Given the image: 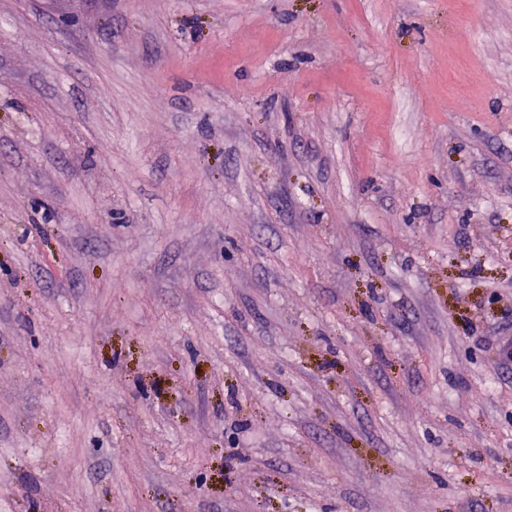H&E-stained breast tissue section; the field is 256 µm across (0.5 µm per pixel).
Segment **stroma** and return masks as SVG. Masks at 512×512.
<instances>
[{
    "mask_svg": "<svg viewBox=\"0 0 512 512\" xmlns=\"http://www.w3.org/2000/svg\"><path fill=\"white\" fill-rule=\"evenodd\" d=\"M512 0H0V512H512Z\"/></svg>",
    "mask_w": 512,
    "mask_h": 512,
    "instance_id": "obj_1",
    "label": "stroma"
}]
</instances>
